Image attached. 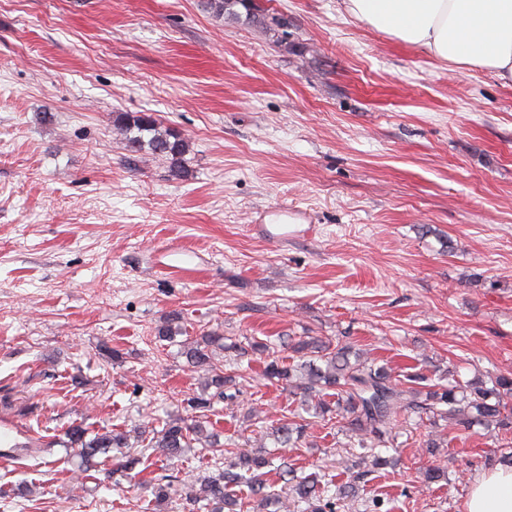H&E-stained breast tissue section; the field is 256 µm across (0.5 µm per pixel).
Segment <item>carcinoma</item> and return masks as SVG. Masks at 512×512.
<instances>
[{
  "label": "carcinoma",
  "mask_w": 512,
  "mask_h": 512,
  "mask_svg": "<svg viewBox=\"0 0 512 512\" xmlns=\"http://www.w3.org/2000/svg\"><path fill=\"white\" fill-rule=\"evenodd\" d=\"M115 128L123 135L126 150L146 152L153 157L171 161L173 174H185L182 158L186 143L173 131H162L149 116L117 113ZM235 349L245 356L258 349L257 344H224V337L209 333L200 340L187 344L181 355L193 368L207 372L201 393L191 398L193 406L206 409L211 405L233 398L226 394L229 379L224 376V366L215 362L214 349ZM297 359L286 365L279 358L264 361V376L276 383L294 386L297 413L291 420L277 423L271 436L282 448H292L302 441L307 417L331 421L348 415L352 429L359 432L366 448H381L392 429L402 417L414 410H421L436 419L460 417L469 424L478 422L485 428L507 430L512 428V408L503 403V397H512V377L498 375L488 379L477 378L461 386L457 383L424 385L428 377L413 372L406 381L395 383L383 368H374L358 359L351 346L329 338L301 336L291 343ZM213 423L204 419L187 422L174 418L165 422L161 430L153 433L150 443L166 449L171 456H179L194 444L212 453L224 456L225 449L218 434L209 430ZM64 446L74 451V457L86 470L104 465L103 457L112 450L129 447L130 434L120 429L91 432L83 424H73L65 432ZM288 483L297 503H305L310 512H336L334 497H325L321 488V475L299 476L282 461L273 465L265 454L241 451L228 458L223 469L201 480L200 486L191 490L189 499L194 503L205 502L211 512H235L243 508L231 494L234 486L245 485L249 495L268 502L267 481L270 473Z\"/></svg>",
  "instance_id": "1"
}]
</instances>
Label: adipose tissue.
I'll return each instance as SVG.
<instances>
[{
    "label": "adipose tissue",
    "instance_id": "ef3b65f1",
    "mask_svg": "<svg viewBox=\"0 0 512 512\" xmlns=\"http://www.w3.org/2000/svg\"><path fill=\"white\" fill-rule=\"evenodd\" d=\"M361 22L461 70L512 81V0H342ZM464 512H512V464L472 482Z\"/></svg>",
    "mask_w": 512,
    "mask_h": 512
}]
</instances>
